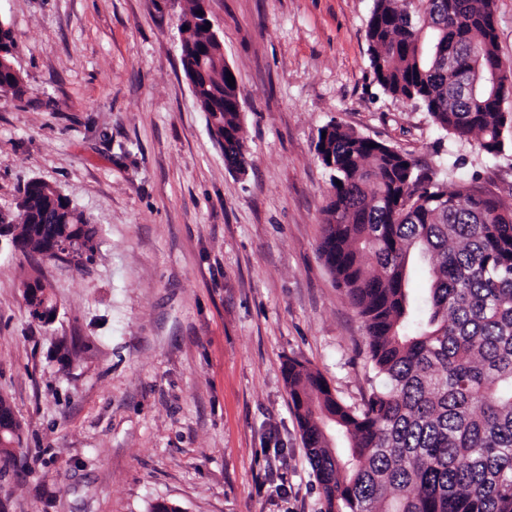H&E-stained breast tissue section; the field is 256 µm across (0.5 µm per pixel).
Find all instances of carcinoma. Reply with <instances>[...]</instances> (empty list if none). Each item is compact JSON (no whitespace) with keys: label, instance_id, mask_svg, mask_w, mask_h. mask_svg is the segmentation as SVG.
<instances>
[{"label":"carcinoma","instance_id":"obj_1","mask_svg":"<svg viewBox=\"0 0 512 512\" xmlns=\"http://www.w3.org/2000/svg\"><path fill=\"white\" fill-rule=\"evenodd\" d=\"M374 0L369 66L388 95L412 101L442 130L476 134L490 157L508 148L505 112L488 81L512 87L497 53L494 0ZM180 61L199 108L224 123V162L243 167L235 88L224 44L179 30ZM0 93L24 94L11 30L0 31ZM316 152L331 172L319 252L365 325L380 384L359 406L290 359L283 376L326 512H512V206L463 179L440 182L406 155L332 122ZM33 178L14 212L0 210L21 248L79 241L94 261L96 225ZM427 263L428 295L408 288Z\"/></svg>","mask_w":512,"mask_h":512}]
</instances>
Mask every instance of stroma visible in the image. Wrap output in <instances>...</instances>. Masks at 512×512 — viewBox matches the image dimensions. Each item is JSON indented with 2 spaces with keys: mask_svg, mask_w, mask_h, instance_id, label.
I'll return each mask as SVG.
<instances>
[{
  "mask_svg": "<svg viewBox=\"0 0 512 512\" xmlns=\"http://www.w3.org/2000/svg\"><path fill=\"white\" fill-rule=\"evenodd\" d=\"M374 0H209L242 105L224 163L180 64L186 0H0L21 98L0 97V210L32 178L99 229L80 269L0 249V396L28 466L0 512H324L282 368L360 405L362 321L318 251L332 122L512 203V151L438 128L369 67ZM41 278L59 313L34 321ZM67 340L69 353L59 352Z\"/></svg>",
  "mask_w": 512,
  "mask_h": 512,
  "instance_id": "1",
  "label": "stroma"
}]
</instances>
